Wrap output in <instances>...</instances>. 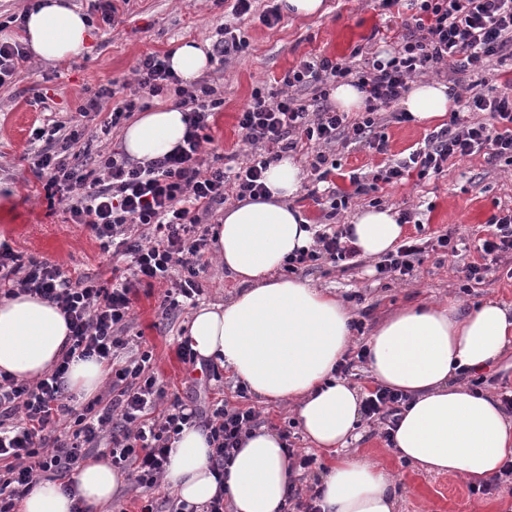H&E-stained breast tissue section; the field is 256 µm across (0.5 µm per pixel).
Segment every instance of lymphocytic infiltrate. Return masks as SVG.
<instances>
[{"instance_id": "f902f5d3", "label": "lymphocytic infiltrate", "mask_w": 512, "mask_h": 512, "mask_svg": "<svg viewBox=\"0 0 512 512\" xmlns=\"http://www.w3.org/2000/svg\"><path fill=\"white\" fill-rule=\"evenodd\" d=\"M411 24L396 35L398 48L389 60L361 66L344 61L304 59L289 71L285 83L300 95L255 91L238 115L243 139L258 148L249 165L232 171L205 165L200 153L209 141L210 119L224 100L209 81L184 88L171 70L167 55L150 52L136 65L139 96H120L107 83L81 104L79 117L109 111L103 125L110 133L120 120L139 110L142 99L167 97L187 115L183 145L146 164L113 155L92 166V141L80 138L78 126L53 124L39 129L44 145L38 155L45 176L47 199L65 203L71 223L86 225L112 261L126 272L104 283L86 276L72 278L46 261H23L12 249L0 246V296L25 294L56 304L69 330V348L53 369L33 381L0 374V512H16L41 472L61 475L76 470L92 448L109 439L114 467L130 470L142 490L139 512H158L153 490L169 463V443L183 426L204 423L213 447L212 465L224 471L243 437L258 424L250 406H215L209 411L186 407L174 400L157 411L165 392L151 369V352L121 358L127 346L125 327L139 286L165 285L163 312L195 301L198 277L209 261L208 230L203 220L227 190L238 198L261 197L264 171L280 153L300 145L314 147L311 174L323 182L327 147L335 143L362 145L385 152L387 140L379 130L380 109L392 121H409L399 103L417 74L445 64L459 71L480 73L496 60L512 59V0H409ZM346 81L365 93V109L339 112L326 104L328 86ZM455 108L445 127L427 135L423 147L407 158L377 167L371 180L350 175L353 193L330 195L331 208L347 209L352 196L396 185L410 177L425 179L443 172L448 161L486 153L489 160L512 165V93L482 86L468 96H455ZM485 113L482 121H464V114ZM493 234L476 247L477 261L466 266L465 285L484 283L505 259H512V208L491 215ZM427 246L404 241L376 264L379 277L409 276ZM343 233L317 234L310 248L297 250L284 271L315 268L357 258ZM94 358L110 369L108 401L94 399L83 408L71 406L65 394L66 374L73 357ZM404 393L378 386L362 401L365 419L384 425L392 440Z\"/></svg>"}]
</instances>
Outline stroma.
I'll return each mask as SVG.
<instances>
[{
  "mask_svg": "<svg viewBox=\"0 0 512 512\" xmlns=\"http://www.w3.org/2000/svg\"><path fill=\"white\" fill-rule=\"evenodd\" d=\"M69 2L93 21L89 53L66 63L32 60L12 83L0 87V244L24 258L57 264L75 277L88 274L108 279L112 276L111 257L85 226L69 223L62 205L46 199L43 181L33 167L38 145L32 132L57 120H69L101 84L114 81L123 85L126 93L135 92L134 69L145 53H167L190 40L211 43L215 29L230 17L231 2L130 0L110 23L92 11L91 0ZM325 8L320 17L282 16L272 29L254 14L239 20L241 34L249 43L247 51L230 57L223 68L212 66L202 73L224 99L210 130L212 141L203 149L207 165L238 166L247 161L251 148L243 141L237 116L255 90H284L289 70L305 57L352 59L361 64L392 51L393 40L381 38V31L400 30L412 15L405 8L397 14L387 12L378 0H325ZM433 78L461 94L481 81L512 87V61L493 64L490 71L479 75H452L443 66ZM384 132L388 141L383 154L362 146L335 148L337 166L330 169L314 198L309 195L308 153L295 151L303 181L294 204L310 223L344 229L353 214L369 207L371 198L355 197L347 211L337 214L330 206V190L351 191L350 173L364 176L387 160L407 157L430 129L412 122H389ZM376 197L381 206L410 213L406 236L432 241L453 229L462 237L464 248L455 258L438 249L426 252L416 277L407 281L376 279L372 258L363 259L356 267L325 259L312 270L298 271V278L341 299L363 296L359 309L364 313V331L356 335V344H363L366 335L411 301L453 299L466 308L486 300L512 305V279L502 269L497 271L496 281L474 286L467 294L460 290L466 263L477 257V240L492 231L490 216L498 209L512 208V166L476 154L450 162L430 179L413 177L383 187ZM164 291L158 284L139 288L125 334L131 346L152 351L153 370L164 382L168 398L192 401L204 409L219 401L252 406L266 426L290 430L293 446L306 448L301 431L291 424L287 406L252 396L238 397L236 382L226 371L206 374L179 361L177 347L195 308L187 305L162 316L159 305ZM379 430L377 422L363 421L358 439L349 443L347 452L378 461L390 471L397 487L398 512H512V492L473 494L460 478L420 471L399 459L380 438Z\"/></svg>",
  "mask_w": 512,
  "mask_h": 512,
  "instance_id": "1",
  "label": "stroma"
}]
</instances>
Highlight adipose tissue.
Listing matches in <instances>:
<instances>
[{
  "label": "adipose tissue",
  "instance_id": "1",
  "mask_svg": "<svg viewBox=\"0 0 512 512\" xmlns=\"http://www.w3.org/2000/svg\"><path fill=\"white\" fill-rule=\"evenodd\" d=\"M23 35L40 59L67 62L87 55L86 16L64 0H40ZM170 67L193 83L210 59L190 41L170 54ZM453 100L447 86L415 83L401 102L416 122L446 117ZM185 114L173 106L141 113L122 135L129 157L149 162L182 143ZM266 197L227 209L216 230L218 262L243 284L230 303L198 308L185 333L200 361L228 370L249 393L291 402L310 444L326 451L345 447L361 417L362 396L337 377L336 366L352 336V315L335 295L282 275L286 256L309 247L312 225L290 204L302 188L301 170L288 156L265 172ZM365 256L392 250L404 226L389 208H369L348 226ZM68 329L55 305L20 295L0 300V373L32 380L57 361ZM368 370L377 384L406 393L393 435V450L426 472L456 475L472 484L494 477L512 461V419L498 398L455 382L462 370L478 371L512 353V306L488 301L463 311L451 302L411 304L394 312L372 334ZM107 369L96 360L74 359L67 385L78 397L93 396ZM165 483L180 501L201 506L224 493L233 512H280L290 468L276 432L253 431L242 442L224 478L211 469L207 433L186 427L172 438ZM129 480L104 459L85 463L74 477L75 496L52 481H38L19 512H72L81 500L100 512ZM320 512H395L396 493L385 467L369 459H337L320 477Z\"/></svg>",
  "mask_w": 512,
  "mask_h": 512
}]
</instances>
